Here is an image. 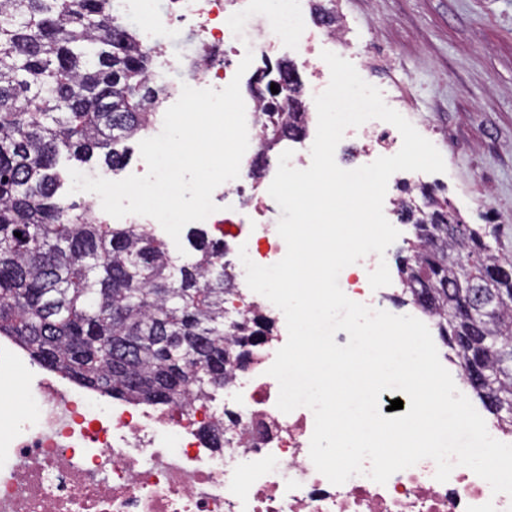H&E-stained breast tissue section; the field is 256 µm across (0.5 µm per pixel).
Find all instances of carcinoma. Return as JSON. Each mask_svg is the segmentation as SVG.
I'll return each mask as SVG.
<instances>
[{"label":"carcinoma","instance_id":"carcinoma-1","mask_svg":"<svg viewBox=\"0 0 512 512\" xmlns=\"http://www.w3.org/2000/svg\"><path fill=\"white\" fill-rule=\"evenodd\" d=\"M324 26L336 10L312 0ZM154 58L112 12V0H0V336L46 368L111 397L181 406L224 387L237 346L268 336L259 314L224 338V294L235 288L224 247L196 232L197 253L180 266L164 242L138 224H104L64 201L62 174L99 158L114 171L129 161L125 141L150 123L162 88L151 82ZM267 147L303 134V112L266 106ZM443 223L418 228L409 255L396 257L411 298L434 314L447 340L448 312L467 295L506 301L472 337L512 341V283L487 278L512 265L461 214L425 189ZM22 233V237L15 233ZM469 275L458 276L460 260ZM493 381L469 385L496 423L512 433V359L484 352Z\"/></svg>","mask_w":512,"mask_h":512}]
</instances>
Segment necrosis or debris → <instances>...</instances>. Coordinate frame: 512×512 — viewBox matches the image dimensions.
<instances>
[{
  "mask_svg": "<svg viewBox=\"0 0 512 512\" xmlns=\"http://www.w3.org/2000/svg\"><path fill=\"white\" fill-rule=\"evenodd\" d=\"M301 0H283L276 18L262 22L259 0H114L124 26L141 34L156 57L154 82L175 103L183 86L222 90L245 53L270 60L280 47H303L311 92L330 82L322 51L343 56L350 46L339 30L314 37ZM363 158L396 154L400 132L370 120L352 129ZM236 204L224 208L226 194ZM217 212L205 221L212 239L246 248L258 265L286 254L277 229L245 222L240 212L261 210L257 188L238 181L216 188ZM378 259L344 268L343 291L374 309L385 289H371L368 274ZM258 313L274 322L273 333L249 348L213 399L154 412L123 400L108 401L79 385L62 391L34 379L28 363L0 342V386L19 388L22 413L0 410V512H512V497L493 494L469 468L455 467L448 481L435 478L425 459L394 473L386 484L356 475L334 485L309 456L314 415L305 407L281 412L277 381L269 376L288 339L283 312L250 288L224 297V323ZM225 424L223 447L205 433Z\"/></svg>",
  "mask_w": 512,
  "mask_h": 512,
  "instance_id": "1",
  "label": "necrosis or debris"
}]
</instances>
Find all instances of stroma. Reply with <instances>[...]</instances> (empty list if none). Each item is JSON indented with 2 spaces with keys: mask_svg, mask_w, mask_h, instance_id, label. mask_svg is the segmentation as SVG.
<instances>
[{
  "mask_svg": "<svg viewBox=\"0 0 512 512\" xmlns=\"http://www.w3.org/2000/svg\"><path fill=\"white\" fill-rule=\"evenodd\" d=\"M362 78L436 132L438 197L512 256V0H336Z\"/></svg>",
  "mask_w": 512,
  "mask_h": 512,
  "instance_id": "1",
  "label": "stroma"
}]
</instances>
